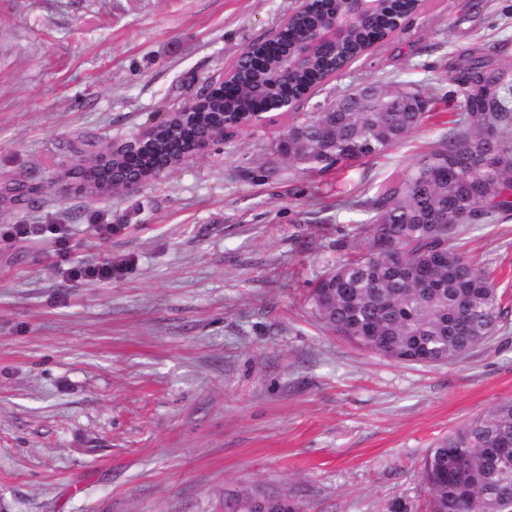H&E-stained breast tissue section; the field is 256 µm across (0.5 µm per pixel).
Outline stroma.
I'll use <instances>...</instances> for the list:
<instances>
[{
	"label": "stroma",
	"mask_w": 512,
	"mask_h": 512,
	"mask_svg": "<svg viewBox=\"0 0 512 512\" xmlns=\"http://www.w3.org/2000/svg\"><path fill=\"white\" fill-rule=\"evenodd\" d=\"M296 0H0V512H224L244 490L306 512H425L430 448L512 399V215L472 224L502 321L462 360L394 361L318 325L314 281L363 202L452 131L467 60L512 89V0H431L301 111L365 82L410 83L433 115L384 155L324 174L273 143L267 114L137 192L66 194L81 153L186 105ZM69 260L121 263L74 281ZM116 225L111 237L96 227ZM68 260V261H69Z\"/></svg>",
	"instance_id": "obj_1"
}]
</instances>
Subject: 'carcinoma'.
Masks as SVG:
<instances>
[{
    "instance_id": "carcinoma-1",
    "label": "carcinoma",
    "mask_w": 512,
    "mask_h": 512,
    "mask_svg": "<svg viewBox=\"0 0 512 512\" xmlns=\"http://www.w3.org/2000/svg\"><path fill=\"white\" fill-rule=\"evenodd\" d=\"M429 0H379L346 37L319 49L308 63L283 72L282 47L304 40L306 27L288 19L278 37L254 44L249 67L235 62L224 85L191 109L176 141L186 144L198 124L232 111L247 121L270 98L297 97L341 76L369 50L397 32L395 19ZM311 16L345 10L344 0H313ZM485 65L474 62L458 78L465 128L442 139L423 159L380 185L365 202L371 213L355 227L358 249L320 276L309 292L320 326L385 358L430 365L463 358L498 330L500 295L486 268L460 250L467 224L512 210V119L509 93L490 92ZM397 83L330 102L331 111L296 112L276 150L306 171L328 172L378 157L420 128L431 112L423 99L410 112L394 100ZM512 443V400L499 403L448 434L424 458L421 476L428 512H512V461L493 452ZM256 493L225 500L224 512H247Z\"/></svg>"
}]
</instances>
